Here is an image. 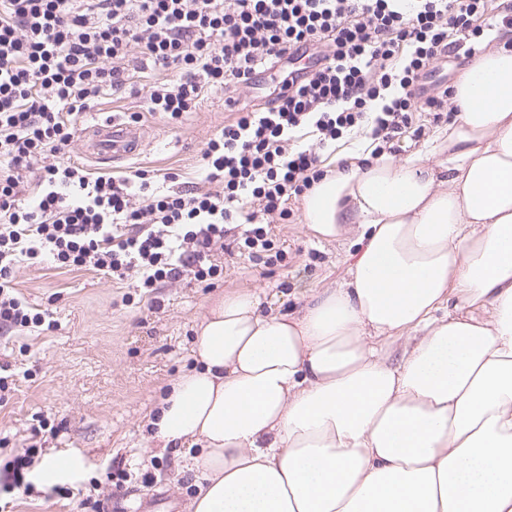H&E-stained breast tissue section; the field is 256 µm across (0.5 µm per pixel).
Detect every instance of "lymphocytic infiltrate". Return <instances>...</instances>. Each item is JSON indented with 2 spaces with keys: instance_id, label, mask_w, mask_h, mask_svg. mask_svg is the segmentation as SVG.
<instances>
[{
  "instance_id": "lymphocytic-infiltrate-1",
  "label": "lymphocytic infiltrate",
  "mask_w": 512,
  "mask_h": 512,
  "mask_svg": "<svg viewBox=\"0 0 512 512\" xmlns=\"http://www.w3.org/2000/svg\"><path fill=\"white\" fill-rule=\"evenodd\" d=\"M487 0H0V328L47 315L16 291L21 262L93 267L151 293L223 273L212 260L230 226L241 255L284 261L268 218L322 179V151L359 133L389 143L417 112L448 119L450 89L424 96L448 35H483ZM139 49L167 79L148 111L181 124L210 89L249 87L260 71L312 50L259 108H239L202 153L203 187L152 189L147 173L90 177L58 161L75 121L129 81ZM38 191L22 194L28 173Z\"/></svg>"
}]
</instances>
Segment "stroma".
<instances>
[{
	"instance_id": "35a3bbf8",
	"label": "stroma",
	"mask_w": 512,
	"mask_h": 512,
	"mask_svg": "<svg viewBox=\"0 0 512 512\" xmlns=\"http://www.w3.org/2000/svg\"><path fill=\"white\" fill-rule=\"evenodd\" d=\"M507 15L512 17V0H490L488 31L470 51H449L430 66L428 94L454 85L465 62L511 33L512 26L502 22ZM128 72L131 90L101 99L80 120L69 159L94 176L118 178L139 167L151 171L160 187L169 173L198 182L203 150L232 116L225 98L262 104L273 78L267 71L253 87L207 92L200 108L175 126L143 109L149 85L161 78V71L134 57ZM135 113L147 129L139 156L110 164L85 157L84 130L112 116L126 122ZM290 207L289 223L270 220L285 261L270 266L235 252H216L213 261L223 274L211 288L180 280L143 298L127 283L93 269L20 264L14 273L17 291L34 308L49 311L57 327L0 331V366L18 376L0 405V431L9 437L8 445L0 446V463L30 446L43 458L66 451L76 466L59 477V484L73 488L94 481L98 488L86 500L78 495L44 498V485L34 473L35 494L11 493L12 512H103L107 507L125 512L131 496L152 491L165 492L177 503V512H187L199 476L187 468L183 450L160 448L152 421L165 388L195 365L196 330L210 302L247 290L260 296L264 311H296L309 289L334 288L347 277L352 237L319 236L305 224L302 202L291 201ZM37 418L48 430L36 436L31 427ZM110 471L122 476L120 486L107 481Z\"/></svg>"
}]
</instances>
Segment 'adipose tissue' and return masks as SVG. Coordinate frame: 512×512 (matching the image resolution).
<instances>
[{"instance_id": "ef3b65f1", "label": "adipose tissue", "mask_w": 512, "mask_h": 512, "mask_svg": "<svg viewBox=\"0 0 512 512\" xmlns=\"http://www.w3.org/2000/svg\"><path fill=\"white\" fill-rule=\"evenodd\" d=\"M453 102L447 148L339 156L307 194L316 234L360 227L344 283L209 304L154 421L189 512H512V39Z\"/></svg>"}]
</instances>
